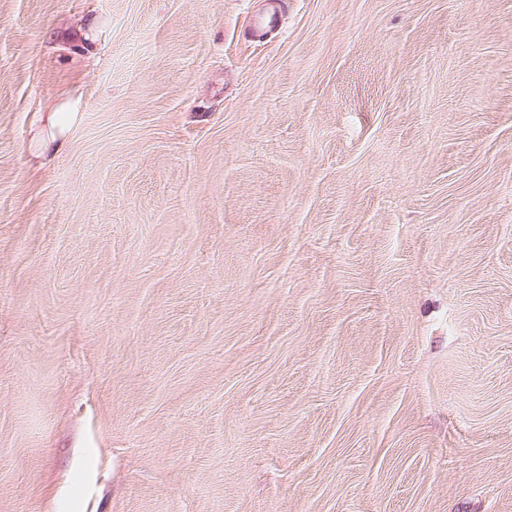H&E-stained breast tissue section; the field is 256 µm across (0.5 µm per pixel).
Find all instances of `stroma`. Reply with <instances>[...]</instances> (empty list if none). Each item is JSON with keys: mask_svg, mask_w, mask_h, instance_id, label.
<instances>
[{"mask_svg": "<svg viewBox=\"0 0 512 512\" xmlns=\"http://www.w3.org/2000/svg\"><path fill=\"white\" fill-rule=\"evenodd\" d=\"M264 7L0 0V512H512V0ZM76 105L77 100L68 101L55 109L52 115V130L43 138L41 143L42 150L47 151L52 148L57 152L61 148L62 139L68 130L69 115L75 111Z\"/></svg>", "mask_w": 512, "mask_h": 512, "instance_id": "obj_1", "label": "stroma"}]
</instances>
